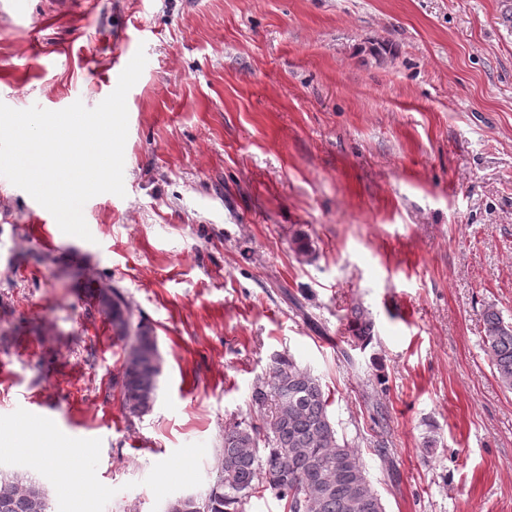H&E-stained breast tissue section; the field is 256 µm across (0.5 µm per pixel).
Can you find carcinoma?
Masks as SVG:
<instances>
[{"mask_svg":"<svg viewBox=\"0 0 512 512\" xmlns=\"http://www.w3.org/2000/svg\"><path fill=\"white\" fill-rule=\"evenodd\" d=\"M98 306L112 321L124 352L112 377L129 416L150 412L157 398L161 357L153 328L132 315L117 288L99 290ZM484 341L498 382L512 390V323L489 309L483 315ZM372 321L355 308L350 342L365 348ZM252 403L265 410L261 425L236 422L224 428L217 476L198 502L201 512H246L257 489L285 502L288 512H385L358 450L338 436L328 413L329 396L320 381L291 356L274 359L258 380ZM44 486L0 470V512H47Z\"/></svg>","mask_w":512,"mask_h":512,"instance_id":"cac0c4a2","label":"carcinoma"}]
</instances>
